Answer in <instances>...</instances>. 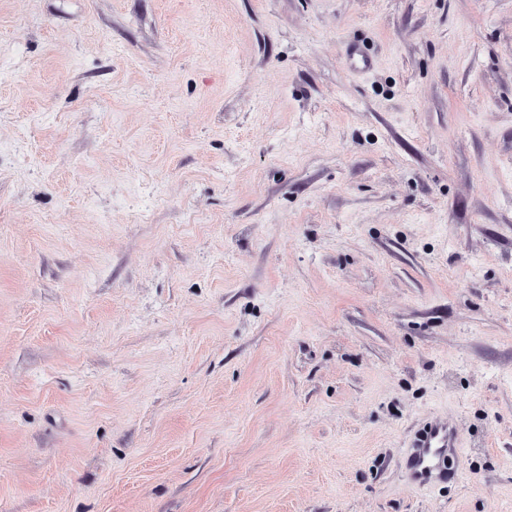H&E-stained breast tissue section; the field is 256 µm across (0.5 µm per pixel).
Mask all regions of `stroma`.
Masks as SVG:
<instances>
[{
    "instance_id": "35a3bbf8",
    "label": "stroma",
    "mask_w": 512,
    "mask_h": 512,
    "mask_svg": "<svg viewBox=\"0 0 512 512\" xmlns=\"http://www.w3.org/2000/svg\"><path fill=\"white\" fill-rule=\"evenodd\" d=\"M0 512H512V0H0ZM406 480L412 486L434 489L443 483H456L460 473L456 466L448 467V456H461L463 437L453 427L430 423L404 447Z\"/></svg>"
}]
</instances>
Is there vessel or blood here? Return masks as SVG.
<instances>
[{
    "label": "vessel or blood",
    "mask_w": 512,
    "mask_h": 512,
    "mask_svg": "<svg viewBox=\"0 0 512 512\" xmlns=\"http://www.w3.org/2000/svg\"><path fill=\"white\" fill-rule=\"evenodd\" d=\"M462 446L458 430L437 422L427 424L404 449L407 482L423 489L457 482L460 473L447 460L460 457Z\"/></svg>",
    "instance_id": "1"
}]
</instances>
